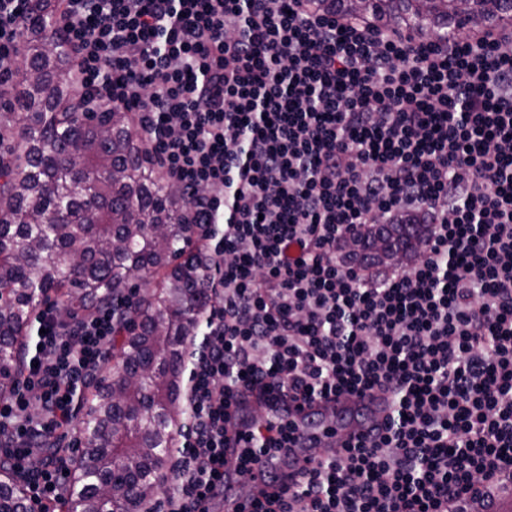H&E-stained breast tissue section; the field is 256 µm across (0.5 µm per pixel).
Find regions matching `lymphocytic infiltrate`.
I'll list each match as a JSON object with an SVG mask.
<instances>
[{"mask_svg":"<svg viewBox=\"0 0 512 512\" xmlns=\"http://www.w3.org/2000/svg\"><path fill=\"white\" fill-rule=\"evenodd\" d=\"M30 2L0 0V96ZM315 2L60 0L85 106L133 116L211 263L189 421L145 512L223 497L242 387L389 400L255 512H458L512 484V27L415 37ZM387 224L427 225L410 267L375 259L367 233ZM115 317L41 308L0 396V461L39 512L66 492L75 398Z\"/></svg>","mask_w":512,"mask_h":512,"instance_id":"lymphocytic-infiltrate-1","label":"lymphocytic infiltrate"}]
</instances>
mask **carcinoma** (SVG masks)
<instances>
[{
	"label": "carcinoma",
	"instance_id": "obj_1",
	"mask_svg": "<svg viewBox=\"0 0 512 512\" xmlns=\"http://www.w3.org/2000/svg\"><path fill=\"white\" fill-rule=\"evenodd\" d=\"M321 10L371 17L382 26L448 36L512 20V0H318ZM57 0H32L25 22L27 75L9 100L19 128L12 160L0 163V364L21 370L39 304L67 298V315L117 303L130 281L149 298L118 310L113 356L122 371L81 393L74 478L60 512H122L162 492L179 420L186 344L212 303L208 270L180 222L184 194L143 160L129 113L84 112L74 101L72 58L52 32ZM414 249L421 229L393 227ZM0 512H27L20 484L0 466Z\"/></svg>",
	"mask_w": 512,
	"mask_h": 512
}]
</instances>
